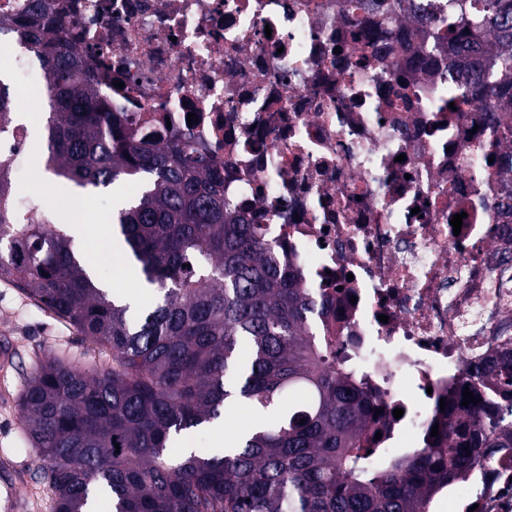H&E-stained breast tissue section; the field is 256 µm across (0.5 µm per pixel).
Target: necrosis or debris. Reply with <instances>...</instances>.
I'll list each match as a JSON object with an SVG mask.
<instances>
[{"mask_svg": "<svg viewBox=\"0 0 512 512\" xmlns=\"http://www.w3.org/2000/svg\"><path fill=\"white\" fill-rule=\"evenodd\" d=\"M111 111L191 140L224 199L261 225L381 390L384 420L430 433L464 413L466 374L512 352V212L476 155L474 119L434 109L444 65L413 75L408 42L371 67L345 0H48ZM46 77L21 82L16 161ZM196 124H188V114ZM463 214L461 231L451 220ZM402 410L394 418V410ZM482 512H512V466L487 464Z\"/></svg>", "mask_w": 512, "mask_h": 512, "instance_id": "4bbe7bcc", "label": "necrosis or debris"}]
</instances>
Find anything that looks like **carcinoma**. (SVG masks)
Returning <instances> with one entry per match:
<instances>
[{
  "label": "carcinoma",
  "instance_id": "carcinoma-1",
  "mask_svg": "<svg viewBox=\"0 0 512 512\" xmlns=\"http://www.w3.org/2000/svg\"><path fill=\"white\" fill-rule=\"evenodd\" d=\"M435 14L410 0L403 18L431 30L415 60L448 55L456 114L477 113L500 147L492 166L512 172V0H444ZM389 25L383 0H350ZM13 26L47 77L45 170L78 188L138 176L136 202L110 218L121 251L152 297L138 310L90 277L88 258L56 222L57 207L15 201L0 151V279L68 321L96 361L37 360L18 406L53 512H432L434 497L478 481L486 459L512 460V363L469 373L487 404L418 448L392 454L375 438L377 391L337 357L344 344L322 322L326 298L277 259L261 227L234 214L207 159L138 137L108 111L93 75L39 3ZM17 101L0 78V136ZM241 402L257 420L232 431L224 455L191 454L182 435L219 422ZM485 448L481 457L463 447Z\"/></svg>",
  "mask_w": 512,
  "mask_h": 512
}]
</instances>
